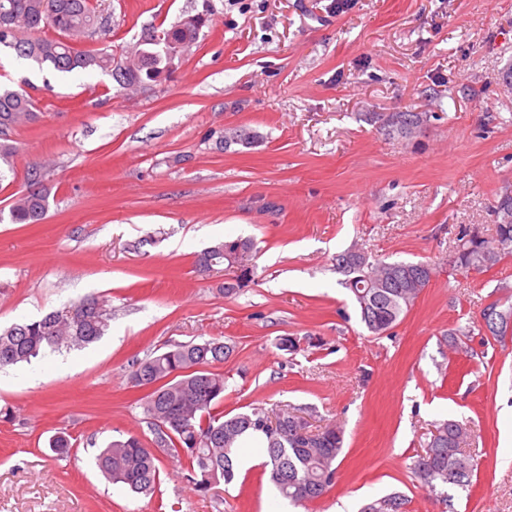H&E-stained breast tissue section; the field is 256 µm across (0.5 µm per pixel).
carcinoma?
Returning <instances> with one entry per match:
<instances>
[{"label": "carcinoma", "mask_w": 512, "mask_h": 512, "mask_svg": "<svg viewBox=\"0 0 512 512\" xmlns=\"http://www.w3.org/2000/svg\"><path fill=\"white\" fill-rule=\"evenodd\" d=\"M207 14L189 15L163 29L151 26L132 47L116 56L98 49L79 50L74 41L104 35L102 18L92 0H0V47L18 57L37 58L59 72L99 70L113 77L120 93H136L168 72L169 51L194 45L206 25ZM50 27L55 35L42 30ZM37 119L35 101L24 92L0 87V159L7 162L17 151L10 139L15 128ZM49 208L48 195L29 190L11 208L17 224H36ZM498 224L492 235L469 237L464 228L457 236L456 267L483 272L512 256V198L498 205ZM253 243L247 238L226 239L197 255L195 265L205 274L222 265L242 269L235 281L224 282V294L245 287L253 277ZM336 269L345 276L358 304L361 322L374 336L390 331L426 288L433 265L426 262H387L366 253L336 255ZM104 301L87 296L39 319L0 330V370L29 364L47 351L82 349L99 340L108 328ZM232 345L216 339L181 343L131 361L130 379L155 388L141 398L143 413L153 432L152 443L184 463L185 479L206 493L219 479L229 483L248 435L263 439L264 466L278 494L293 503L313 501L334 485L336 462L344 445V432L331 427L313 438H303L293 427L270 433L263 427L268 411L254 407L227 416L217 411L224 402V373L214 369L231 357ZM467 425L458 419L434 424L427 451L413 463L414 475L431 489L470 485L474 462L464 447ZM51 450L68 457L73 444L59 432ZM160 460L138 435L116 438L101 449L96 465L113 484L137 495L153 493L159 483ZM406 499L393 493L366 505L362 512H405Z\"/></svg>", "instance_id": "obj_1"}]
</instances>
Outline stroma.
I'll return each mask as SVG.
<instances>
[{
  "mask_svg": "<svg viewBox=\"0 0 512 512\" xmlns=\"http://www.w3.org/2000/svg\"><path fill=\"white\" fill-rule=\"evenodd\" d=\"M113 51L145 26L209 11L196 45L132 96L101 73L56 71L0 50V84L36 101L0 166V326L102 296L98 342L0 371V512H361L391 493L406 512H512V335L484 330L512 305V256L448 263L463 228H491L512 196V0H97ZM417 114L410 137L393 127ZM47 163L49 209L16 224L26 171ZM250 237L254 276L224 296L195 268ZM140 250H133V243ZM360 248L436 274L384 336L360 321L335 256ZM296 337L295 354L278 350ZM217 339L222 408L295 409L344 431L331 491L295 506L259 449L201 493L160 456L153 494L95 465L121 433L152 440L129 364ZM467 420L468 489L433 492L412 465L429 424ZM67 432L69 458L48 441Z\"/></svg>",
  "mask_w": 512,
  "mask_h": 512,
  "instance_id": "stroma-1",
  "label": "stroma"
}]
</instances>
